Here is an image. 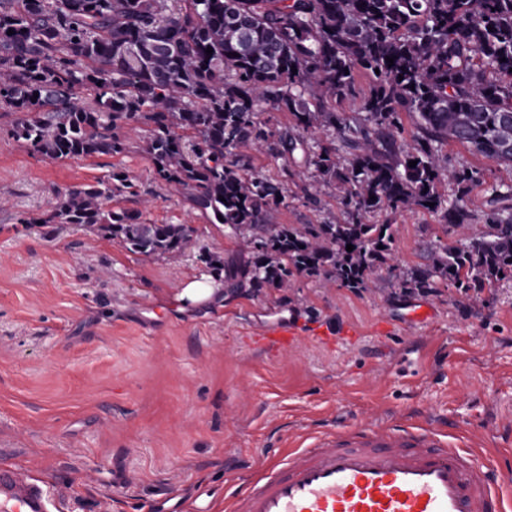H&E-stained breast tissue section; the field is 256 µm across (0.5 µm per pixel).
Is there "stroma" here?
Listing matches in <instances>:
<instances>
[{"mask_svg": "<svg viewBox=\"0 0 512 512\" xmlns=\"http://www.w3.org/2000/svg\"><path fill=\"white\" fill-rule=\"evenodd\" d=\"M0 110V467L50 482L53 512H227L229 484L313 438L360 424L435 423L455 448L512 467V280L473 301L406 294L400 275L459 244L438 217L392 215L394 272L354 293L322 280L194 302L201 254L243 253L181 191L158 181L146 127L120 155L49 159ZM126 173L137 194L112 210L187 224L195 246L143 255L85 224H30L67 189ZM422 302L430 317L404 324ZM307 329L276 353L259 324Z\"/></svg>", "mask_w": 512, "mask_h": 512, "instance_id": "1", "label": "stroma"}]
</instances>
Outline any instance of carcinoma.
<instances>
[{
	"instance_id": "carcinoma-1",
	"label": "carcinoma",
	"mask_w": 512,
	"mask_h": 512,
	"mask_svg": "<svg viewBox=\"0 0 512 512\" xmlns=\"http://www.w3.org/2000/svg\"><path fill=\"white\" fill-rule=\"evenodd\" d=\"M168 2L0 0V108L13 116L10 134L50 159L122 154L128 126L148 127L156 178L243 237L237 263L201 256L232 290L287 289L303 276L364 291L377 270H395L391 225L365 216L411 209L447 231L471 223L465 198L484 180L449 166L445 143L512 169V0H180L175 11ZM360 72L371 84L351 119L336 104L357 97ZM82 94L94 106L79 105ZM264 103L293 126L260 120ZM405 116L417 122L411 144ZM253 148L288 162L275 177L256 173ZM303 169L305 202L329 192L345 221L275 223ZM132 188L117 172L22 223L86 224L135 253L184 252L189 225L104 207ZM487 206L489 232L430 250L429 264L400 279L403 292L443 284L478 298L512 279V184L489 185Z\"/></svg>"
}]
</instances>
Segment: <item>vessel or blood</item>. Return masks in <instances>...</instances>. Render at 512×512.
Listing matches in <instances>:
<instances>
[{"label":"vessel or blood","instance_id":"vessel-or-blood-1","mask_svg":"<svg viewBox=\"0 0 512 512\" xmlns=\"http://www.w3.org/2000/svg\"><path fill=\"white\" fill-rule=\"evenodd\" d=\"M298 331L267 321L257 340L282 352ZM45 486L0 468V512H50ZM231 512H512V473L449 447L433 426L360 425L263 466L230 493Z\"/></svg>","mask_w":512,"mask_h":512}]
</instances>
